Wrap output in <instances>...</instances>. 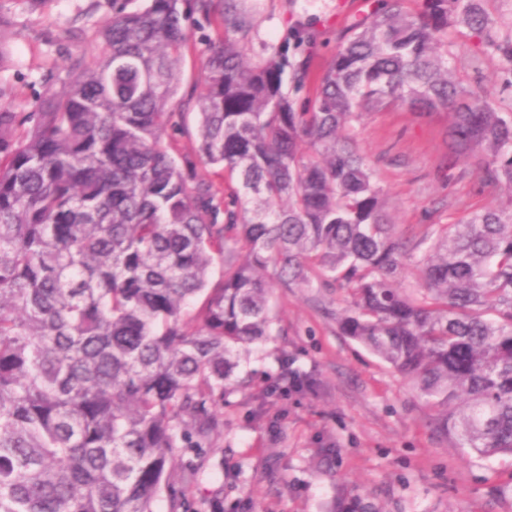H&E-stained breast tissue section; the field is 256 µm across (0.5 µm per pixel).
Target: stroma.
Here are the masks:
<instances>
[{"label":"stroma","mask_w":512,"mask_h":512,"mask_svg":"<svg viewBox=\"0 0 512 512\" xmlns=\"http://www.w3.org/2000/svg\"><path fill=\"white\" fill-rule=\"evenodd\" d=\"M253 22L250 58L280 51L291 30L313 38L321 70L370 0H243ZM107 0H48L33 9L15 0L0 80L13 89L15 111H33L65 31L96 28ZM464 86L512 111V63L475 51L466 32L448 45ZM445 114L422 117L407 107L364 115L361 154L375 171L400 234L454 224L469 213L505 208L512 198L484 185L473 167L445 178ZM336 288H292L278 300L266 341L240 358L243 388L224 392V434L203 453L208 467L187 489L188 512H345L354 500L376 512H512V456L481 459L453 448L434 429L435 412L411 383L360 343L342 334L345 308Z\"/></svg>","instance_id":"1"}]
</instances>
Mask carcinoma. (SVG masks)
<instances>
[{
  "label": "carcinoma",
  "instance_id": "carcinoma-1",
  "mask_svg": "<svg viewBox=\"0 0 512 512\" xmlns=\"http://www.w3.org/2000/svg\"><path fill=\"white\" fill-rule=\"evenodd\" d=\"M129 2L100 53L61 51L36 111L0 103V512H184L174 467L224 434L274 289L315 281L347 291L342 333L453 447L512 455V206L405 240L357 144L368 112H444L448 176L470 163L512 197V112L448 60L464 27L512 62L486 0H376L310 88L307 61L246 55L251 20L224 0ZM195 15L221 32L175 105ZM190 111L198 147L177 152Z\"/></svg>",
  "mask_w": 512,
  "mask_h": 512
}]
</instances>
